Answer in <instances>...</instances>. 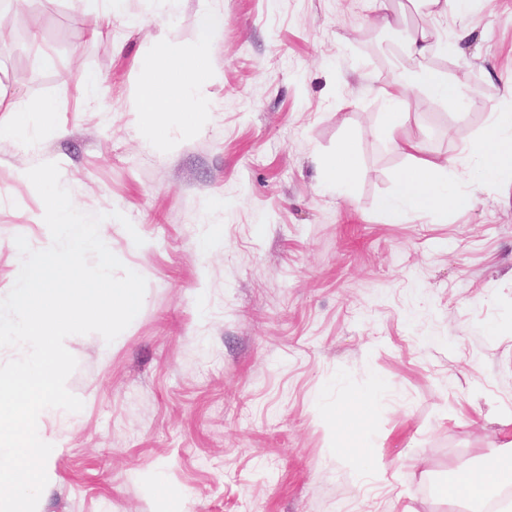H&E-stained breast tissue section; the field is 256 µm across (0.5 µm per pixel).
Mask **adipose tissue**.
Segmentation results:
<instances>
[{"instance_id":"ef3b65f1","label":"adipose tissue","mask_w":512,"mask_h":512,"mask_svg":"<svg viewBox=\"0 0 512 512\" xmlns=\"http://www.w3.org/2000/svg\"><path fill=\"white\" fill-rule=\"evenodd\" d=\"M223 24L220 16L202 14L194 49L182 51L167 47L144 61L137 105L151 145H165L163 128L171 119L196 123L198 93L216 78L209 62V50ZM460 42L456 36L436 43L427 29L417 30L406 45V53L417 62V69L408 71L383 92L385 106L378 134L389 146L410 158L409 165L396 180L394 193L378 202L379 210L390 222L404 221L410 213L430 214L444 220L449 212L471 208L473 194L453 190L452 182L464 179L472 184L497 183L505 174L504 160H512L511 112H490L484 132L466 149L470 164L462 170L452 163L422 157L420 143L404 135L409 121L406 99L411 89H419L429 98L454 108L463 106L465 96L460 86L422 65L432 54L458 53ZM55 112L56 107L49 100L33 104L30 111H22L17 102L0 91V138L32 146L55 136L59 131ZM355 169V150L351 138L347 137L322 160L320 185L329 192L348 194ZM507 488H512V440L492 447L480 465L456 469L443 495L448 504L465 501L470 505V512H485L487 503Z\"/></svg>"}]
</instances>
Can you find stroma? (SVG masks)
Masks as SVG:
<instances>
[{"label":"stroma","mask_w":512,"mask_h":512,"mask_svg":"<svg viewBox=\"0 0 512 512\" xmlns=\"http://www.w3.org/2000/svg\"><path fill=\"white\" fill-rule=\"evenodd\" d=\"M0 19V86L21 108L48 99L60 136L27 151L0 140V298L19 250L51 234L22 174L58 163L82 212H120L108 248L147 282L131 324L106 343L65 341L78 365L72 413L50 408L37 430L52 444L38 512H448L439 492L477 462L512 415V175L475 188L472 208L441 222L388 223L379 198L407 159L377 132L378 89L399 78L420 26L437 41L470 38L428 68L464 91L456 110L420 92L406 129L425 157H459L512 84V0H477L466 19L433 20L410 0H176L159 30L156 0L90 37L78 0H17ZM224 16L199 93L196 127L175 123L150 146L135 91L162 44L192 50L196 19ZM58 66L42 70L39 52ZM102 79L93 98L80 72ZM351 135L350 196L324 191L319 160ZM221 241L202 250L208 225ZM144 243L136 246L133 235ZM387 387L351 422L384 476L358 479L337 459L348 408ZM376 403V395L375 393H369L365 396H362L359 400L355 402L354 408L346 414L344 411L342 413H338L335 409H331L328 411V416L331 420L335 422L341 421L342 419L352 420V418H361L362 416L372 415L375 410Z\"/></svg>","instance_id":"35a3bbf8"}]
</instances>
